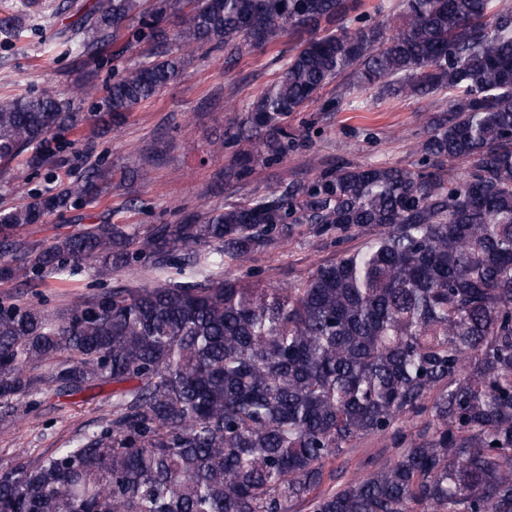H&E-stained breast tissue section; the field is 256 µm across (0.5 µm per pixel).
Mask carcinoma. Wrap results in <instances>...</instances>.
<instances>
[{
  "instance_id": "1",
  "label": "carcinoma",
  "mask_w": 512,
  "mask_h": 512,
  "mask_svg": "<svg viewBox=\"0 0 512 512\" xmlns=\"http://www.w3.org/2000/svg\"><path fill=\"white\" fill-rule=\"evenodd\" d=\"M189 7L165 37L155 23ZM387 24L363 0H93L58 29L96 59L123 29L151 60L107 85L98 132L180 76L204 46L225 64L288 33L281 76L229 119L234 186L298 139L288 116L340 75L352 88L429 97L415 168L338 163L224 209L141 229L102 221L48 245L20 239L46 216L112 194L93 165L0 209V281L34 288L77 267L110 277L176 265L160 285L76 297L63 312L0 306V404L112 386L98 428L0 471V512H512V7L398 0ZM448 100L437 98L441 92ZM51 89L0 98V166L55 161L82 126ZM361 247L279 286L232 278L299 226ZM380 436L393 458L360 478L325 472Z\"/></svg>"
}]
</instances>
